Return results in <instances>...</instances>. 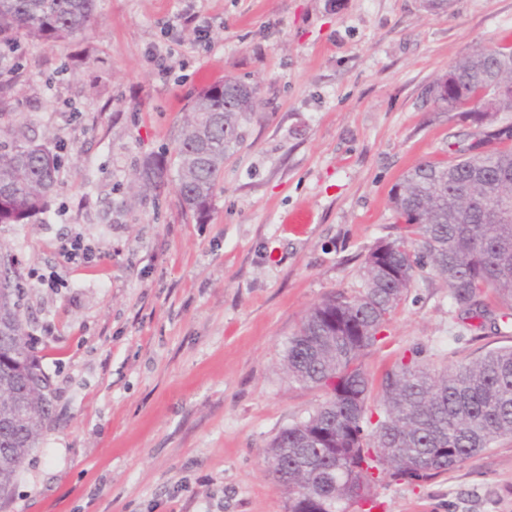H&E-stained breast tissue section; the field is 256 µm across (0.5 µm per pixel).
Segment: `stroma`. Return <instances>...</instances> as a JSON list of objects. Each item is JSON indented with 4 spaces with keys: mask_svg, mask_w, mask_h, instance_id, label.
Wrapping results in <instances>:
<instances>
[{
    "mask_svg": "<svg viewBox=\"0 0 512 512\" xmlns=\"http://www.w3.org/2000/svg\"><path fill=\"white\" fill-rule=\"evenodd\" d=\"M502 41L512 0H97L84 31L0 54V112L61 160L47 211L0 224L53 403L0 512H286L263 451L325 398L289 377L288 339L399 236L402 175L471 141L429 89ZM228 77L259 94L200 223L130 180ZM77 236L101 259H65ZM510 346L512 319H459L427 270L362 363L376 378L412 348L452 368ZM376 493V512H512V439Z\"/></svg>",
    "mask_w": 512,
    "mask_h": 512,
    "instance_id": "obj_1",
    "label": "stroma"
}]
</instances>
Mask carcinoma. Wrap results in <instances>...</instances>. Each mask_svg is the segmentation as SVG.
<instances>
[{"label": "carcinoma", "instance_id": "carcinoma-1", "mask_svg": "<svg viewBox=\"0 0 512 512\" xmlns=\"http://www.w3.org/2000/svg\"><path fill=\"white\" fill-rule=\"evenodd\" d=\"M97 0H0V46L23 34L51 44L86 29ZM448 69L434 102L475 114L502 83L512 84V45L481 44ZM254 111L244 85L213 86L186 118L175 158L147 156L135 171L138 191L153 197L170 183L182 209L202 220L224 171V149L242 139L241 113ZM426 161L391 190L402 233L374 262L364 260L362 291L333 293L314 304L289 340L285 368L295 382L321 389L325 400L281 430L264 450L270 473L288 495L287 512H348L378 506L375 488L387 478L416 484L463 465L501 437H512V347L496 348L437 369L416 350L382 378L378 412L368 406L371 380L361 357L373 348L417 273L430 267L446 284L463 319L496 318L484 296L493 292L512 315V223L487 224L472 204L512 198V125L489 124L468 145ZM57 157L34 138L0 122V224H25L47 210L58 183ZM0 392L17 396L23 417L0 402V500L9 499L21 468L40 444L52 413L48 376L34 354L14 264L0 267Z\"/></svg>", "mask_w": 512, "mask_h": 512}]
</instances>
